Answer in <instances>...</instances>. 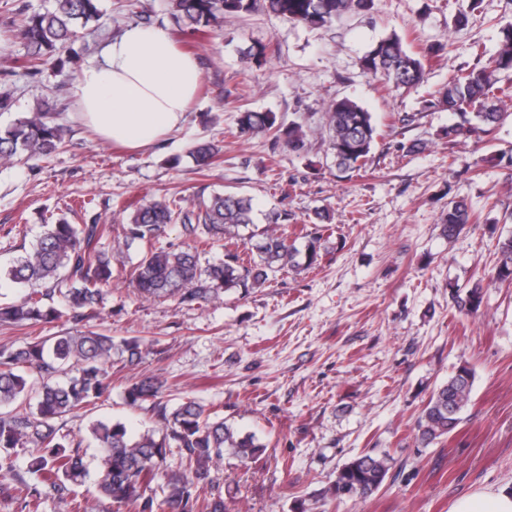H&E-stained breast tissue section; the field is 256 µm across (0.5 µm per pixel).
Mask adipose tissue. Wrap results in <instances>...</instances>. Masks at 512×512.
Returning <instances> with one entry per match:
<instances>
[{
	"label": "adipose tissue",
	"instance_id": "1",
	"mask_svg": "<svg viewBox=\"0 0 512 512\" xmlns=\"http://www.w3.org/2000/svg\"><path fill=\"white\" fill-rule=\"evenodd\" d=\"M200 83L194 57L164 33L132 26L82 68L73 95L101 139L139 149L181 126Z\"/></svg>",
	"mask_w": 512,
	"mask_h": 512
}]
</instances>
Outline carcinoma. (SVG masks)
I'll return each mask as SVG.
<instances>
[{"label":"carcinoma","mask_w":512,"mask_h":512,"mask_svg":"<svg viewBox=\"0 0 512 512\" xmlns=\"http://www.w3.org/2000/svg\"><path fill=\"white\" fill-rule=\"evenodd\" d=\"M170 15L182 31L209 36L221 30L224 20L263 9L291 22L308 26H330L348 14L371 8L373 0H170ZM17 37L26 48V64L33 73L71 62L73 45L81 35L102 26L106 15L103 0H49L43 9L19 10ZM499 51L485 65L456 75L448 85L431 95L427 108L456 106L469 112L463 124L450 127V140L487 135L511 113L504 111L496 92L497 75L512 72V23L501 30ZM366 75L398 91L423 81L424 59L408 51L401 38L392 34L379 41L361 59ZM240 135L269 136L293 153L306 147L307 130L302 122L286 125L271 112L241 109L236 116ZM323 131L336 169V177L347 178L366 171L367 160L378 137L372 113L356 101H332L324 115ZM66 129L55 122L49 103L29 117H21L0 129V160L27 161L50 156L65 142ZM221 149L210 142L191 146L190 156L201 170L209 168ZM251 199L234 192L216 193L199 205L198 211L182 208L176 200L143 199L122 226L126 246L141 248L137 261L126 271L136 293L146 299L174 298L181 304L207 300L222 289L246 294L285 269H310L320 259V238H312L305 252L290 241L288 213L275 212L268 227L242 251L228 249L224 261L202 267L199 249L220 241L238 239L239 229L253 223ZM448 239L457 237L470 223L471 214L462 200H451L439 217ZM170 224L182 226L187 239L182 245L156 248L152 242ZM110 232L107 224H71L65 218L46 229L37 245L11 266L5 275L17 283L40 288L18 300L0 304V323L35 329L64 315L74 323L104 308L112 283V256L102 240ZM499 260L492 279L512 283V236L497 243ZM59 297V306L47 301ZM452 301L459 310L476 313L483 303V290L476 285L465 293L455 290ZM144 340H115L105 331L76 328L58 336H33L22 346L0 344V478L14 470L15 449L31 446L32 473L41 477L23 484L18 500L21 512H39L42 487L59 494L82 479L85 466L72 444L56 435L54 422L83 410L110 394L107 364L112 356L135 365L141 362ZM72 373L64 384L55 382ZM474 373L462 366L428 399L417 422L420 441L428 445L452 434L460 423V412L470 401ZM167 381L147 376L126 390L131 406L150 403L165 431L161 439L148 430L130 436L121 421H98L90 434L101 453L99 490L115 510L136 506L138 512H228L222 495L207 498L197 489L214 483L212 466L229 455L240 461L260 456L266 449L254 433L238 431L224 419L206 413L194 400L173 408L163 402ZM180 449V465L167 473L169 492L157 504L145 490L166 464L167 448ZM393 457L364 454L345 463L336 479L318 494L323 502L363 499L384 483Z\"/></svg>","instance_id":"cac0c4a2"}]
</instances>
